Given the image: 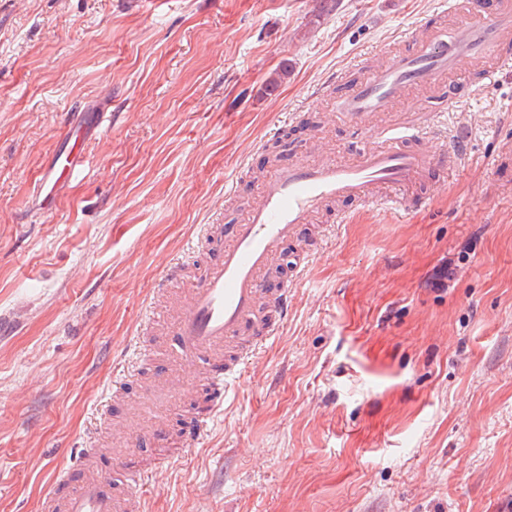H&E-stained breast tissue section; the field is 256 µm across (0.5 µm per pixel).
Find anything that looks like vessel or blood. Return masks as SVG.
I'll list each match as a JSON object with an SVG mask.
<instances>
[{"label":"vessel or blood","instance_id":"vessel-or-blood-1","mask_svg":"<svg viewBox=\"0 0 512 512\" xmlns=\"http://www.w3.org/2000/svg\"><path fill=\"white\" fill-rule=\"evenodd\" d=\"M491 63L512 69V0H462L448 26L431 31L414 50L389 55L381 69L337 96L335 112L360 129L369 149L348 159L302 158L270 167L258 199L240 224L224 231L215 259L187 283L184 300L167 318L169 334L142 348L160 365L161 378L134 403L138 432L162 438L163 425L177 398L204 381L213 408H220L234 387L237 352L231 343L263 345L280 326L277 313L287 307V288L270 289L266 273L272 259L329 202L350 198L367 204L408 209L401 193L407 186L433 181L437 172L469 152L468 132L457 131L446 149L406 144L403 136L377 126L372 116L398 111L417 91L436 85L463 65ZM82 149L62 141L41 184L71 179ZM96 454L84 449L76 468L60 471L48 488L41 512H140L138 497H118L115 483H128L131 470L111 476L95 472Z\"/></svg>","mask_w":512,"mask_h":512}]
</instances>
